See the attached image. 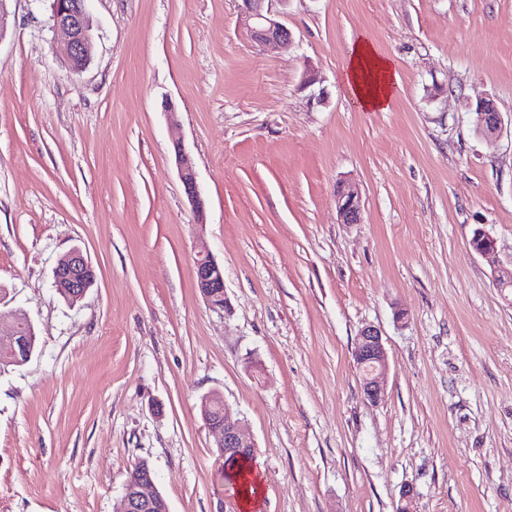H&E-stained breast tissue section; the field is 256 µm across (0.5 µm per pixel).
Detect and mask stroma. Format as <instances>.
<instances>
[{
  "mask_svg": "<svg viewBox=\"0 0 512 512\" xmlns=\"http://www.w3.org/2000/svg\"><path fill=\"white\" fill-rule=\"evenodd\" d=\"M7 7L0 330L18 313L37 342L0 365V512H115L142 459L171 512H242L212 392L256 441L258 512H397L407 488L416 512H512V289L493 279L512 265V0H274L286 51L252 40L241 0H90L79 73L46 0ZM361 38L398 76L387 110L341 81ZM481 98L506 122L491 142ZM342 181L361 223L338 221ZM202 242L223 311L194 283ZM75 247L96 282L71 302L52 270ZM367 324L389 356L376 406L352 358ZM477 126V132L487 140H493L500 136L504 128L502 113L498 111L495 103L490 99H481L470 109ZM476 115H473L475 114ZM173 152L183 192L192 210L198 216V220L201 218V222H203L204 201L197 182L194 162L179 142L174 143Z\"/></svg>",
  "mask_w": 512,
  "mask_h": 512,
  "instance_id": "1",
  "label": "stroma"
}]
</instances>
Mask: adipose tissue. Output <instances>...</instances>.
I'll return each instance as SVG.
<instances>
[{"mask_svg": "<svg viewBox=\"0 0 512 512\" xmlns=\"http://www.w3.org/2000/svg\"><path fill=\"white\" fill-rule=\"evenodd\" d=\"M341 80L355 103L367 111L386 110L398 85L391 62L365 39L351 47Z\"/></svg>", "mask_w": 512, "mask_h": 512, "instance_id": "ef3b65f1", "label": "adipose tissue"}]
</instances>
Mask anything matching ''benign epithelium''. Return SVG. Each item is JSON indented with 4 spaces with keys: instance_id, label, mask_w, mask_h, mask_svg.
Here are the masks:
<instances>
[{
    "instance_id": "1",
    "label": "benign epithelium",
    "mask_w": 512,
    "mask_h": 512,
    "mask_svg": "<svg viewBox=\"0 0 512 512\" xmlns=\"http://www.w3.org/2000/svg\"><path fill=\"white\" fill-rule=\"evenodd\" d=\"M50 22L54 36L65 45L66 63L70 70L79 72L92 57L93 24L88 10V0H48ZM271 0H242L244 25L252 39L261 46L273 45L287 50L292 45V33L276 18L268 3ZM474 113L477 132L487 140L500 136L504 128L502 113L490 99H481L470 109ZM174 159L183 192L192 210L198 217L204 215V201L197 182L194 162L181 143L173 145ZM336 208L340 223L359 224L362 221V203L357 192L340 183L336 186ZM472 249L480 255L496 251V239L483 229L475 230L471 240ZM196 288L214 309L227 307L224 289V269L206 249L198 251L194 259ZM54 287L64 298L75 300L85 295L96 280V273L89 259L79 248H73L58 259L53 268ZM35 336L32 324H20L14 318L9 340L18 342L22 348L29 347ZM353 361L360 374V388L364 400L378 405L386 397L385 373L388 368V352L379 327L366 325L358 332ZM221 398L212 393L202 399V416L207 429L214 438L220 456L237 458L247 453H256V445L247 437L224 406L221 417L208 412L209 404ZM118 512H170L166 499L155 486L154 471L149 466L139 467L138 478L126 481Z\"/></svg>"
}]
</instances>
